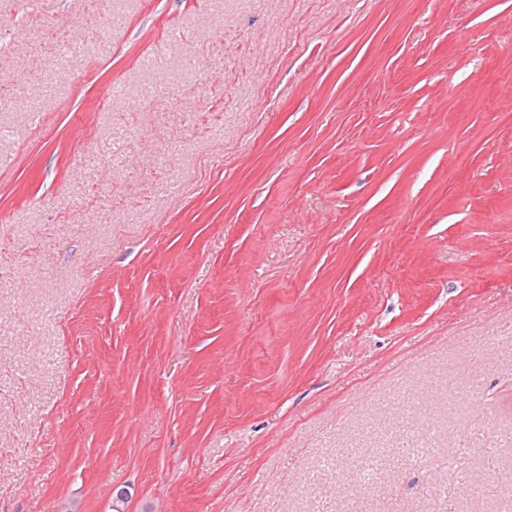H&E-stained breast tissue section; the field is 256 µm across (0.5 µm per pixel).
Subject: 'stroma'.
I'll use <instances>...</instances> for the list:
<instances>
[{
    "label": "stroma",
    "instance_id": "35a3bbf8",
    "mask_svg": "<svg viewBox=\"0 0 512 512\" xmlns=\"http://www.w3.org/2000/svg\"><path fill=\"white\" fill-rule=\"evenodd\" d=\"M512 0H0V512H512Z\"/></svg>",
    "mask_w": 512,
    "mask_h": 512
}]
</instances>
